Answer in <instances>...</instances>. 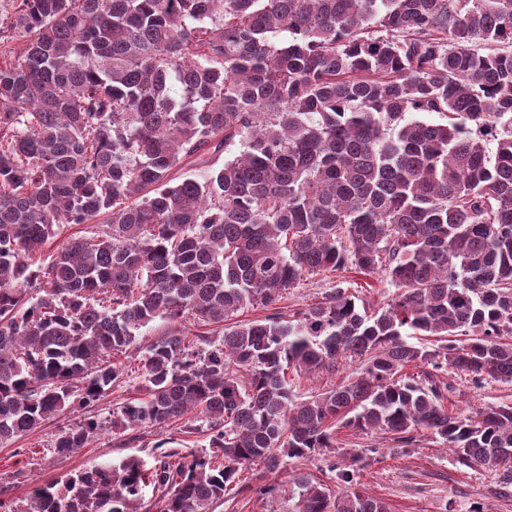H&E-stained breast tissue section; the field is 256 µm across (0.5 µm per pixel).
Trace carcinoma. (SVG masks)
Segmentation results:
<instances>
[{
  "mask_svg": "<svg viewBox=\"0 0 512 512\" xmlns=\"http://www.w3.org/2000/svg\"><path fill=\"white\" fill-rule=\"evenodd\" d=\"M503 45L512 0H16L0 25V442L92 406L163 319L144 393L106 423L193 412L208 447L70 474L0 512H137L148 487L157 512H209L251 466L288 474L284 512H387L359 483L366 455L337 453L341 429L401 448L427 431L511 486L512 406L452 414L440 378L512 382ZM352 269L382 271L390 302L370 312L340 282L286 320L232 321ZM342 359L357 377L292 394L288 370ZM314 459L328 480L290 466ZM167 326H168V322L163 321L161 319H157L152 324H150L149 327L142 330V334L139 337V339L137 340V344L134 345L130 349V353L127 354L128 358H126V357L122 358V361L125 363L128 371H129V374L131 373V371H132V376H135L138 373V367L140 365H139V361H138L139 353L136 350L137 347H139L140 345L142 346L143 344H146L147 342L156 339L158 336H160V334L162 332H164L165 329L168 328Z\"/></svg>",
  "mask_w": 512,
  "mask_h": 512,
  "instance_id": "obj_1",
  "label": "carcinoma"
}]
</instances>
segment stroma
Returning a JSON list of instances; mask_svg holds the SVG:
<instances>
[{"mask_svg": "<svg viewBox=\"0 0 512 512\" xmlns=\"http://www.w3.org/2000/svg\"><path fill=\"white\" fill-rule=\"evenodd\" d=\"M340 281L358 286V294L371 308L385 306L395 289L383 273L364 276L336 271L303 279L287 295L269 307L255 306L240 314L252 321L272 314L288 316L320 300L322 294ZM359 365L342 360L335 370L295 378L293 389L299 397L324 392L338 383L356 377ZM451 390L445 402L448 410L466 413L483 405H512V383H475L471 377L448 373L443 377ZM79 413L64 410L44 421L25 436L0 444V491L9 501L25 504L39 484L126 458L153 462L156 447L170 442L175 448L207 447L204 434L183 435L176 427L157 430L146 427L129 434H113L109 427L99 428L86 447L60 459L51 451L57 434L79 421ZM342 449L367 450L369 464L361 481L372 495L382 498L389 512H444L446 502H453L454 512H512V491L501 493L493 472L485 469H457L449 450L434 435L422 436L413 448L394 447L381 435H355L339 431Z\"/></svg>", "mask_w": 512, "mask_h": 512, "instance_id": "1", "label": "stroma"}]
</instances>
